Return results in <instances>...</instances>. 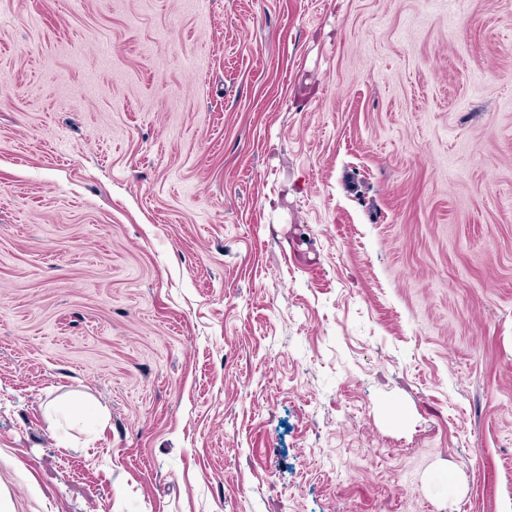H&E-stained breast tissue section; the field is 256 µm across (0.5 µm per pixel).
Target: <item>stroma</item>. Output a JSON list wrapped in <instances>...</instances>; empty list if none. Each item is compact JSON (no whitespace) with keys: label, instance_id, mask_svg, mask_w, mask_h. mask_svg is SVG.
I'll return each mask as SVG.
<instances>
[{"label":"stroma","instance_id":"obj_1","mask_svg":"<svg viewBox=\"0 0 512 512\" xmlns=\"http://www.w3.org/2000/svg\"><path fill=\"white\" fill-rule=\"evenodd\" d=\"M0 512H512V0H0Z\"/></svg>","mask_w":512,"mask_h":512}]
</instances>
